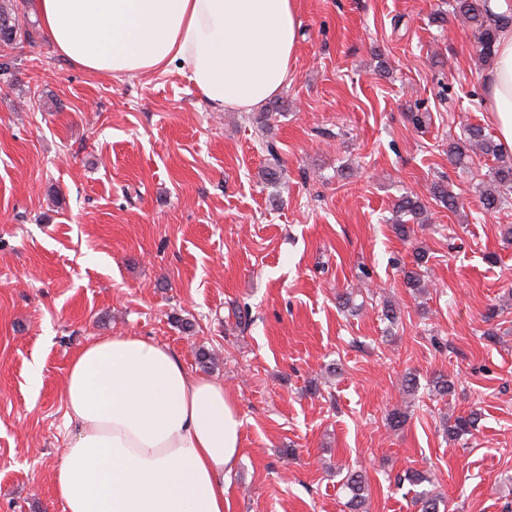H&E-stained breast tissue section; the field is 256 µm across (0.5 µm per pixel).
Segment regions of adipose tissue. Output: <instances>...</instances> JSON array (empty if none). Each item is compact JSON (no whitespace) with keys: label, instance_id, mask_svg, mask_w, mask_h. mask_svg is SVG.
Instances as JSON below:
<instances>
[{"label":"adipose tissue","instance_id":"adipose-tissue-1","mask_svg":"<svg viewBox=\"0 0 512 512\" xmlns=\"http://www.w3.org/2000/svg\"><path fill=\"white\" fill-rule=\"evenodd\" d=\"M45 39L91 73L178 67L215 111H249L287 85L297 0H30ZM498 140L512 151V26L482 75ZM71 430L53 473L62 512H224L243 421L223 383L190 376L170 349L107 336L72 359Z\"/></svg>","mask_w":512,"mask_h":512}]
</instances>
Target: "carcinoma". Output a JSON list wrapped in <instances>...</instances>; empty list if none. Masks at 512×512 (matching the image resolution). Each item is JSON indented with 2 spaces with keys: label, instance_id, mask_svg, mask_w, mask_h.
<instances>
[{
  "label": "carcinoma",
  "instance_id": "obj_1",
  "mask_svg": "<svg viewBox=\"0 0 512 512\" xmlns=\"http://www.w3.org/2000/svg\"><path fill=\"white\" fill-rule=\"evenodd\" d=\"M452 12L461 18L474 32L480 55L490 61L499 28L512 23V11L506 10L496 13L490 5V0H453ZM29 32L23 28L18 16L17 5L14 0H0V48H11L21 37H28ZM466 141L463 144L452 143L448 145V158L457 164H462L468 158V151H477L490 156L497 161V165L490 172V183L483 186L480 193L481 203L487 211L497 209L506 199L507 192L512 190V163L504 160L502 148L499 143L486 133L480 125L467 126ZM431 198L443 207L454 210L457 208V196L448 189L443 181H434L430 187ZM396 213L400 219L396 220L394 229L396 233L407 238L411 235V228L403 217L409 216L418 224L427 221V206L417 196L404 195L395 203ZM429 259L423 250L413 254L412 267L403 271L406 287L414 290L424 288L420 270L425 267ZM479 413L475 410L466 415H458L453 423L446 427L448 438L461 439L476 429ZM342 488L346 493L345 505L350 512H361L368 502L369 487L367 478L359 472H349L344 477ZM413 504L417 512H440L442 500L432 491L422 489L415 494Z\"/></svg>",
  "mask_w": 512,
  "mask_h": 512
}]
</instances>
